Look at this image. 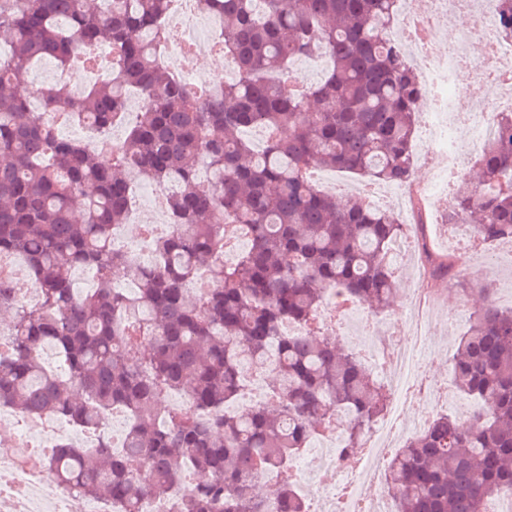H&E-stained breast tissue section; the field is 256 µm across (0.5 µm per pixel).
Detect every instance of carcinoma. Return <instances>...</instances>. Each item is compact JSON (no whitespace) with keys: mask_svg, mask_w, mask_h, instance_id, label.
<instances>
[{"mask_svg":"<svg viewBox=\"0 0 512 512\" xmlns=\"http://www.w3.org/2000/svg\"><path fill=\"white\" fill-rule=\"evenodd\" d=\"M171 2L0 0V257L20 256L39 291L30 305L0 279V310L11 314L0 406L89 431L127 413L123 446L61 442L44 459L49 479L122 512H138L147 494L175 512H308L289 476L298 459L336 420L353 453L386 401L368 365L320 332L321 313L333 297L385 309L397 281L388 248L401 234L389 210L359 195L341 206L311 171L409 183L425 87L386 38L398 0H198L221 21L236 74L195 91L161 64ZM499 31L512 38V0H499ZM100 45L112 58L95 82L56 81L38 105L15 94L34 62L81 70ZM317 55L329 60L320 82L291 79ZM136 94L137 118L104 150L53 120L107 132ZM494 119L479 179L461 178L448 211V225L468 224L490 244L512 242V112ZM252 128L267 134L260 149L246 138ZM145 180L166 192L174 225L152 239L151 266L112 243L129 187ZM241 238L245 248L224 260ZM77 267L94 272L91 291L76 286ZM120 270L134 292L113 287ZM431 273L462 271L433 260ZM194 278L213 287L193 295ZM483 293L452 366L483 415L462 426L438 414L405 441L386 473L397 512H491L512 491V308ZM292 323L306 333L285 332ZM47 342L61 373L42 363ZM247 366L266 376L271 402L239 411ZM171 393L206 421L157 410ZM186 470L206 479L177 492ZM260 473L280 477L271 499L255 492Z\"/></svg>","mask_w":512,"mask_h":512,"instance_id":"cac0c4a2","label":"carcinoma"}]
</instances>
